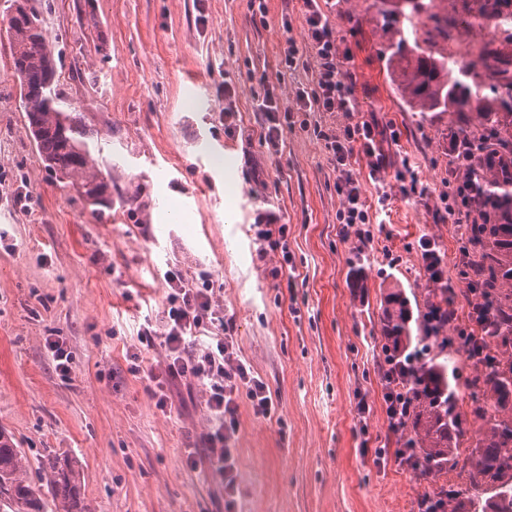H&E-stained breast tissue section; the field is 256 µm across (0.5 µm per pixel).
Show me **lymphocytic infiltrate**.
<instances>
[{
    "label": "lymphocytic infiltrate",
    "instance_id": "obj_1",
    "mask_svg": "<svg viewBox=\"0 0 512 512\" xmlns=\"http://www.w3.org/2000/svg\"><path fill=\"white\" fill-rule=\"evenodd\" d=\"M307 40L304 47L289 44L285 64L290 69L316 63L314 88L295 89V110L281 109L274 93H267L258 106L264 116L263 139L270 147H278L284 125L290 123L293 111L341 112L348 122L340 131L314 126L315 136L323 140L329 162L336 173V193L342 199L337 213L344 237L367 243L373 237L369 228V207L362 194L360 174L354 167V156L366 159L368 178L377 186L378 203L386 205L394 193L408 199H425L427 189L418 185L412 169L399 173L396 183L381 176L387 156L383 148L384 131L374 120H354L359 103L355 82L343 70L339 59L336 32L327 7L330 0H301ZM164 278L170 286L169 308L163 329L152 321L141 324L137 338L146 347L162 344L165 358L160 367L147 368L151 383L149 393L159 409H167L170 382L180 379L201 388L210 413L211 427L201 438L203 452L189 451L188 467H196L206 459L224 481V512H235L239 493L237 451L231 446L238 433V399L247 396L255 415L268 417L276 410L267 384L256 377L242 361L236 349L235 323L223 309L215 307L210 288L187 282L177 269H169ZM422 353L407 355L404 361L384 364V412L389 432H396L405 415L406 402L397 383L403 372L416 368Z\"/></svg>",
    "mask_w": 512,
    "mask_h": 512
}]
</instances>
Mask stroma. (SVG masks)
Listing matches in <instances>:
<instances>
[{
    "mask_svg": "<svg viewBox=\"0 0 512 512\" xmlns=\"http://www.w3.org/2000/svg\"><path fill=\"white\" fill-rule=\"evenodd\" d=\"M33 3L59 87L101 145L98 163L112 167V209L91 222L78 194L48 176L0 38V431L25 451L29 481L44 487L62 455L93 512H224L208 461L186 465L210 426L203 393L173 384L164 413L130 371L133 354L147 367L163 360V347L144 350L137 332L144 318L163 320V274L176 266L208 277L235 320L239 355L278 402L263 418L239 400L237 512H418L430 484L373 452L386 433L381 311L389 289L414 297L426 287L425 236L461 288L460 230L398 196L359 249L336 234V174L312 129H285L276 154L263 145L266 89L290 107L296 84L314 77L284 63L288 42L306 41L298 0H266L263 23L250 0ZM330 21L360 116L399 135L385 179L407 159L420 185L440 192L455 178L456 116L399 99L375 0H334ZM189 95L197 108L186 107ZM263 224L287 225V252L258 239ZM50 338L71 353L68 375ZM361 393L371 406L362 422Z\"/></svg>",
    "mask_w": 512,
    "mask_h": 512,
    "instance_id": "1",
    "label": "stroma"
}]
</instances>
